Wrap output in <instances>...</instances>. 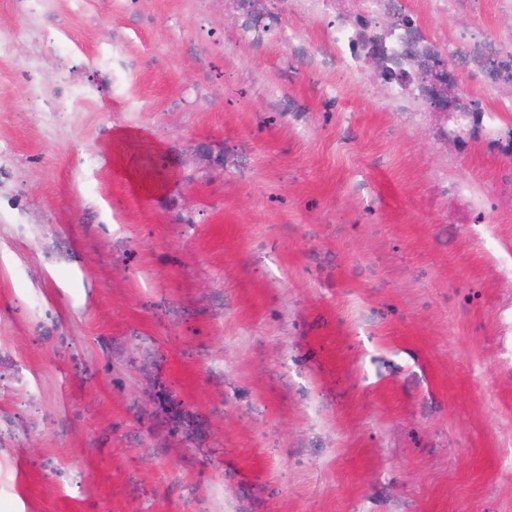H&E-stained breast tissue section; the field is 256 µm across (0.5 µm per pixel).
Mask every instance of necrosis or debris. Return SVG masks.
I'll use <instances>...</instances> for the list:
<instances>
[{"label": "necrosis or debris", "mask_w": 512, "mask_h": 512, "mask_svg": "<svg viewBox=\"0 0 512 512\" xmlns=\"http://www.w3.org/2000/svg\"><path fill=\"white\" fill-rule=\"evenodd\" d=\"M237 23L239 38L257 47L276 38L316 68L333 69L337 78L367 77L385 90V107L402 123L428 129L451 150L431 171L432 200L459 210L473 238L497 262L502 278L512 279V245L492 230L503 207L512 208V37L489 30L480 12L468 26L441 40L420 21L421 13L458 12L460 0H224ZM292 16L325 20L324 54L308 53ZM496 97L474 99L459 88L454 72L460 61ZM499 161L490 181L455 174V164L472 146Z\"/></svg>", "instance_id": "1"}]
</instances>
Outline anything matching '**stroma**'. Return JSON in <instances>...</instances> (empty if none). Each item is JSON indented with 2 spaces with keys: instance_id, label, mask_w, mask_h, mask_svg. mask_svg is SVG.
I'll return each instance as SVG.
<instances>
[{
  "instance_id": "stroma-1",
  "label": "stroma",
  "mask_w": 512,
  "mask_h": 512,
  "mask_svg": "<svg viewBox=\"0 0 512 512\" xmlns=\"http://www.w3.org/2000/svg\"><path fill=\"white\" fill-rule=\"evenodd\" d=\"M51 13L67 52L0 0V512H512V280L428 132L224 0Z\"/></svg>"
}]
</instances>
